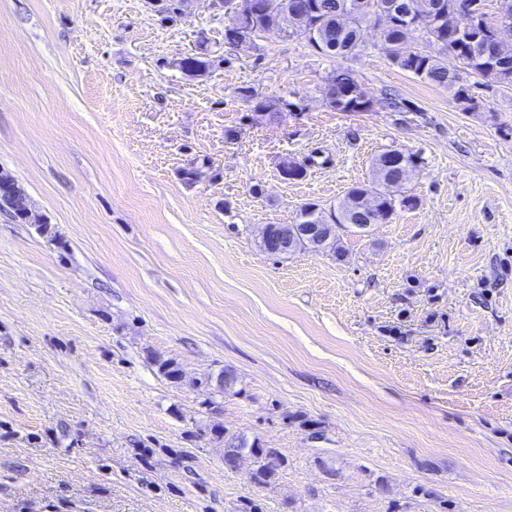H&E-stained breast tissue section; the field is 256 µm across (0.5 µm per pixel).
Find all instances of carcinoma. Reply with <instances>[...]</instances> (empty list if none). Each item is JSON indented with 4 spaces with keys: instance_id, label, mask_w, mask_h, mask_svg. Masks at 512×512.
<instances>
[{
    "instance_id": "carcinoma-1",
    "label": "carcinoma",
    "mask_w": 512,
    "mask_h": 512,
    "mask_svg": "<svg viewBox=\"0 0 512 512\" xmlns=\"http://www.w3.org/2000/svg\"><path fill=\"white\" fill-rule=\"evenodd\" d=\"M314 4L317 14L311 18L315 22L322 17L326 23L318 28V39L324 44L323 53L328 56H345L355 53L364 42V15L360 12V0H303ZM435 6L432 19L421 27L427 39L444 49L457 42L456 17L465 0H431ZM408 31L403 27H392L383 33V49L393 64L416 77L454 91L458 99H469V87L458 83V74L448 69L440 58L411 51L406 48ZM466 68L480 76L487 86L512 87V50L502 54L496 45L487 39L466 45L462 60ZM212 60L205 47L179 62V69L191 79L204 78L210 73ZM423 158L416 153L388 150L377 154L371 160V179L364 186H356L346 191L338 201L336 211L331 214L314 204L301 208V224H354L360 220L359 200L367 194L375 204L373 222L387 224L396 209H414L417 199L402 195L413 176L419 173ZM242 450L256 455L257 469L254 479L260 484H268L285 463L284 458L273 448H262L256 442H248L242 436H231L225 441L224 465L231 469Z\"/></svg>"
}]
</instances>
